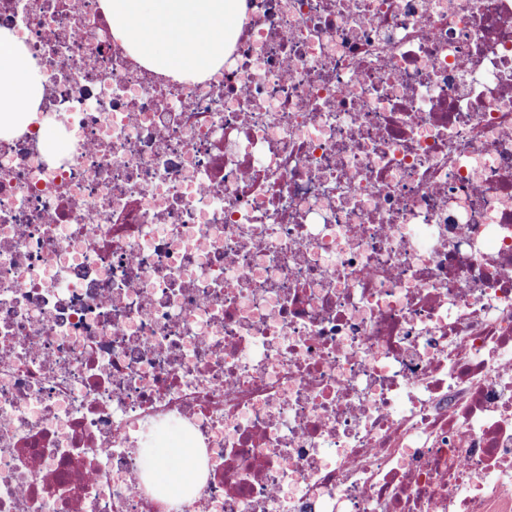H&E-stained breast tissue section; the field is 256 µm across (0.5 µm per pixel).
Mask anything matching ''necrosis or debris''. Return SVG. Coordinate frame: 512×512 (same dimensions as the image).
<instances>
[{"mask_svg": "<svg viewBox=\"0 0 512 512\" xmlns=\"http://www.w3.org/2000/svg\"><path fill=\"white\" fill-rule=\"evenodd\" d=\"M0 27V512H512V0H241L195 80L102 0ZM44 77L26 48L7 29H0V132L8 134L35 112ZM177 442L176 436H172L162 447L149 448L142 460L150 479L166 490L174 504L182 502L188 487L199 482L203 474L199 448H186L179 442L178 446ZM176 457L181 459L180 467L165 464L168 459Z\"/></svg>", "mask_w": 512, "mask_h": 512, "instance_id": "necrosis-or-debris-1", "label": "necrosis or debris"}]
</instances>
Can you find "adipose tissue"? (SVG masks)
<instances>
[{"mask_svg": "<svg viewBox=\"0 0 512 512\" xmlns=\"http://www.w3.org/2000/svg\"><path fill=\"white\" fill-rule=\"evenodd\" d=\"M239 10V0H106L113 37L166 73H201L223 63L224 40L235 31ZM43 80L26 48L0 29V132H11L36 111ZM200 457L199 449L172 438L148 449L142 466L177 504L202 478Z\"/></svg>", "mask_w": 512, "mask_h": 512, "instance_id": "adipose-tissue-1", "label": "adipose tissue"}]
</instances>
